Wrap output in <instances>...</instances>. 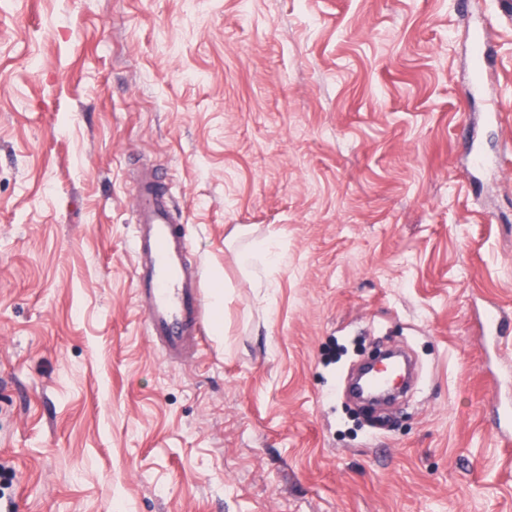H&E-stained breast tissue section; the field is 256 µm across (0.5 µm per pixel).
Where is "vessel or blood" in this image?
I'll return each mask as SVG.
<instances>
[{
    "label": "vessel or blood",
    "mask_w": 512,
    "mask_h": 512,
    "mask_svg": "<svg viewBox=\"0 0 512 512\" xmlns=\"http://www.w3.org/2000/svg\"><path fill=\"white\" fill-rule=\"evenodd\" d=\"M161 185L154 175L139 181L131 250L148 336L175 365L194 352L204 332L205 291L200 265L188 258L187 227L175 223Z\"/></svg>",
    "instance_id": "b4317fda"
}]
</instances>
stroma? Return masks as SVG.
<instances>
[{"mask_svg":"<svg viewBox=\"0 0 512 512\" xmlns=\"http://www.w3.org/2000/svg\"><path fill=\"white\" fill-rule=\"evenodd\" d=\"M466 2L0 0L10 512H512V335L483 334L512 320V0ZM145 167L224 291L174 368L134 292ZM241 225L279 262L243 266ZM381 344L423 377L379 428L343 379Z\"/></svg>","mask_w":512,"mask_h":512,"instance_id":"1","label":"stroma"}]
</instances>
